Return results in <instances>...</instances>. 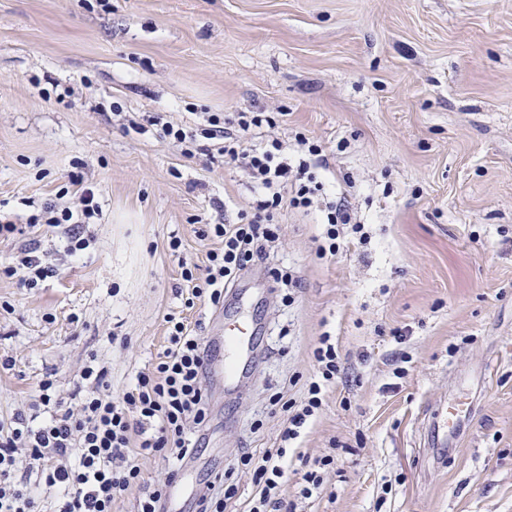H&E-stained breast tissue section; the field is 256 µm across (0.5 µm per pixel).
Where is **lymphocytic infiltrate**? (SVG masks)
<instances>
[{
	"label": "lymphocytic infiltrate",
	"mask_w": 512,
	"mask_h": 512,
	"mask_svg": "<svg viewBox=\"0 0 512 512\" xmlns=\"http://www.w3.org/2000/svg\"><path fill=\"white\" fill-rule=\"evenodd\" d=\"M274 124L264 112L225 119L212 115L197 133L169 121L161 124L164 138L182 146L184 155L218 153L243 168L257 190L250 210L239 212L237 222L197 228L199 240L209 245L207 265L200 273L183 268L185 308L199 301L222 306L225 290L239 273L268 260L279 231L274 217L284 209L319 207L324 231L316 254L322 259L335 257L343 228L356 234L363 229L347 198H324L316 175L327 166L320 145L297 137L300 157L293 164L279 139L256 142L257 130ZM98 214L95 191L87 187L76 205L45 204L40 219L65 241L66 254L76 257L90 247L84 226ZM57 271L34 246L22 249L15 264L0 268V274L29 289ZM166 322L165 349L125 389L113 391L107 367L93 356L67 390H60L55 373L43 376L29 408L0 424V512H112L114 502L138 484L141 462L156 459L169 466L166 480L139 497L135 512H168L171 482L206 441L211 349L183 315L169 314ZM312 356L315 374L303 400L270 399L286 415L282 447L238 457L255 486L248 512H295L294 502L281 494L288 479L286 446L300 438L321 410L326 387L344 372L330 334L320 336Z\"/></svg>",
	"instance_id": "obj_1"
}]
</instances>
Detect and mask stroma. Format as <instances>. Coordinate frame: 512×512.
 Returning <instances> with one entry per match:
<instances>
[{
  "label": "stroma",
  "instance_id": "stroma-1",
  "mask_svg": "<svg viewBox=\"0 0 512 512\" xmlns=\"http://www.w3.org/2000/svg\"><path fill=\"white\" fill-rule=\"evenodd\" d=\"M260 110L283 113L273 136L322 145L328 191L353 181L369 239L345 232L321 259L317 214L282 211L268 267L243 271L223 306L184 310L181 265L206 263L197 223L235 221L254 190L135 124ZM86 185L100 215L75 261L29 218ZM0 215L24 227L0 239V263L34 242L59 267L31 290L0 275V360L14 364L0 420L92 355L123 389L162 352L167 314L210 343L242 312L254 357L233 393L212 366L181 512L202 470L280 446L269 398H303L325 332L345 372L287 454L332 452L336 468L319 498L290 477L296 512H512V0H0ZM451 396L477 410L452 447L428 449L421 421Z\"/></svg>",
  "mask_w": 512,
  "mask_h": 512
}]
</instances>
